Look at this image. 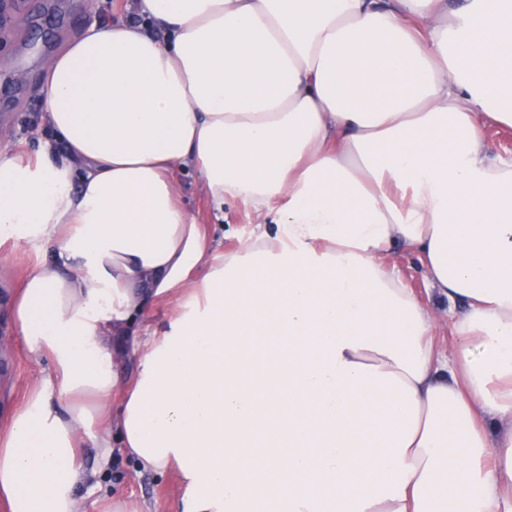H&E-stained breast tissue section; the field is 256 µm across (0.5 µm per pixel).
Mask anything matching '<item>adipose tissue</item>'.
I'll return each instance as SVG.
<instances>
[{"label": "adipose tissue", "mask_w": 512, "mask_h": 512, "mask_svg": "<svg viewBox=\"0 0 512 512\" xmlns=\"http://www.w3.org/2000/svg\"><path fill=\"white\" fill-rule=\"evenodd\" d=\"M137 8L43 69L69 160L0 152V228L45 251L10 316L49 363L0 425V507L80 512L120 454L179 475L176 512H512V161L485 134L512 128V0ZM183 169L263 230L224 251ZM387 259L394 264L404 277L410 288H413L423 299L427 298L426 284L422 275L421 263L416 252L401 245H396L388 253Z\"/></svg>", "instance_id": "1"}]
</instances>
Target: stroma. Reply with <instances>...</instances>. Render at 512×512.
<instances>
[{
    "label": "stroma",
    "instance_id": "1",
    "mask_svg": "<svg viewBox=\"0 0 512 512\" xmlns=\"http://www.w3.org/2000/svg\"><path fill=\"white\" fill-rule=\"evenodd\" d=\"M90 11L87 0H0V93L9 92L14 113L0 109V150L35 154L51 146L64 157L47 123L28 129L25 118L40 110L39 80L45 61L85 26L102 21ZM42 256L34 244L11 239L0 241V422L23 399L47 363L33 361L14 333L9 317V297ZM101 492L132 495L146 501L152 512H172L182 494L176 472L136 474L134 464L118 456L101 479Z\"/></svg>",
    "mask_w": 512,
    "mask_h": 512
}]
</instances>
